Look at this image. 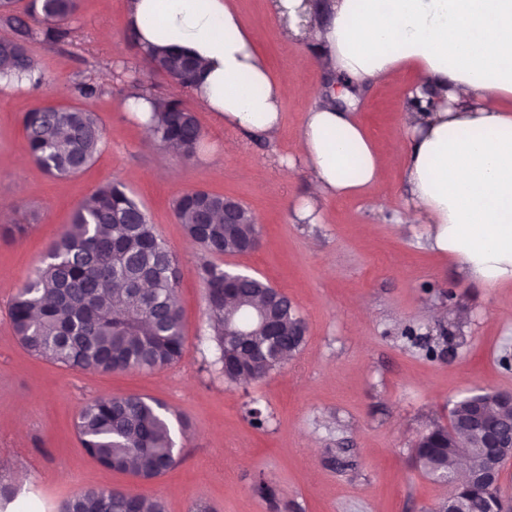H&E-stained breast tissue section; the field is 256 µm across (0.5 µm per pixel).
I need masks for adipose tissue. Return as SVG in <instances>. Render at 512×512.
Instances as JSON below:
<instances>
[{
	"instance_id": "1",
	"label": "adipose tissue",
	"mask_w": 512,
	"mask_h": 512,
	"mask_svg": "<svg viewBox=\"0 0 512 512\" xmlns=\"http://www.w3.org/2000/svg\"><path fill=\"white\" fill-rule=\"evenodd\" d=\"M272 9L287 41L317 44L347 84L341 108L305 92L296 160L312 180L295 220L315 222L324 197L385 195L382 159L350 106L367 81L409 67L420 78L408 98L432 95L434 108L408 125L397 221L426 225L428 247L468 279L512 286V0H272ZM128 15L142 53L177 48L203 62L189 92L217 122L279 129L289 87L232 0H128Z\"/></svg>"
}]
</instances>
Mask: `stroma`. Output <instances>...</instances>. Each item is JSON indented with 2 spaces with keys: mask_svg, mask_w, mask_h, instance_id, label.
Returning a JSON list of instances; mask_svg holds the SVG:
<instances>
[{
  "mask_svg": "<svg viewBox=\"0 0 512 512\" xmlns=\"http://www.w3.org/2000/svg\"><path fill=\"white\" fill-rule=\"evenodd\" d=\"M255 31L274 74L296 87L325 90L334 74L318 48L290 45L270 0H233ZM127 0H80L60 43L29 49L44 74L36 86L0 91V225L25 234L0 239V480L20 490L36 512L89 488L152 494L166 512H271L252 491L263 479L279 493L278 512H433L446 488L414 462L413 447L433 422L447 424L453 403L480 390L511 391L512 287L487 288L424 246L425 225L397 224L405 110L413 72L366 84L357 99L362 124L384 158L389 192L319 203L323 221L298 224L293 208L309 195L304 166L286 168L310 102L288 98L275 135L224 127L188 93L178 94L201 128L200 147L184 160L150 141L128 119L136 92L174 95L168 77L143 59L127 25ZM310 59L307 66L298 56ZM98 90L93 101L79 86ZM93 105L104 129L95 163L56 178L25 154L23 117L47 105ZM116 180L147 210L182 269L179 299L184 349L179 362L151 371L67 369L31 356L15 336L10 308L81 200ZM205 189L248 206L261 227L258 250L221 264L283 291L307 325L306 342L277 371L247 386L225 382L206 332L205 299L195 269L204 259L172 208L184 192ZM137 393L188 421L176 436L181 462L144 483L99 465L74 429L92 397ZM261 408L264 427L246 411Z\"/></svg>",
  "mask_w": 512,
  "mask_h": 512,
  "instance_id": "stroma-1",
  "label": "stroma"
}]
</instances>
